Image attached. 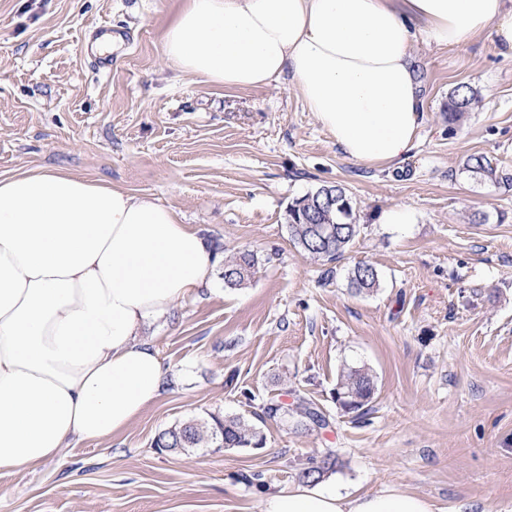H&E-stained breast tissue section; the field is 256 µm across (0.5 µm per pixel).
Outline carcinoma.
Segmentation results:
<instances>
[{"label": "carcinoma", "mask_w": 512, "mask_h": 512, "mask_svg": "<svg viewBox=\"0 0 512 512\" xmlns=\"http://www.w3.org/2000/svg\"><path fill=\"white\" fill-rule=\"evenodd\" d=\"M477 101L475 91L468 85L459 84L448 97V127L458 124ZM464 169L471 176L497 182L512 180L499 174L497 167L484 155H470ZM359 233V225L353 213L351 199L340 185H321L314 191L292 201L288 206V234L290 241L305 255L332 263L342 257ZM261 259L250 250H239L224 257L222 277L224 286L242 288L257 273ZM349 285L355 292L370 293L379 285L376 269L366 263L354 265L349 273ZM375 393L373 375L364 367L345 368L336 384L334 400L355 418L362 419L369 412ZM295 413L304 426L325 428L326 415L304 400L299 401ZM290 415L288 404L271 399L261 406L258 418L286 419ZM265 437L259 427L242 416H226L209 413L205 417L176 423L161 431L153 445L160 451H187L191 448H261ZM335 459L326 456L302 469L298 477L302 481H319L335 466Z\"/></svg>", "instance_id": "cac0c4a2"}]
</instances>
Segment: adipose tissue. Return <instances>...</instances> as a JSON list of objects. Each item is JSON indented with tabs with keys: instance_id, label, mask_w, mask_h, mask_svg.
<instances>
[{
	"instance_id": "adipose-tissue-1",
	"label": "adipose tissue",
	"mask_w": 512,
	"mask_h": 512,
	"mask_svg": "<svg viewBox=\"0 0 512 512\" xmlns=\"http://www.w3.org/2000/svg\"><path fill=\"white\" fill-rule=\"evenodd\" d=\"M494 30L512 53V0H183L166 59L244 89L290 75L351 159L393 164L423 120L417 40L454 48ZM220 253L148 196L54 170L0 179V472L126 429L166 371L144 327L208 287ZM264 512H433L393 489L269 494Z\"/></svg>"
}]
</instances>
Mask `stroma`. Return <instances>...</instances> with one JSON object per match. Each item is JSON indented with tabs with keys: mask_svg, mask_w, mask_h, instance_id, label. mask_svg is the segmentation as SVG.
Returning a JSON list of instances; mask_svg holds the SVG:
<instances>
[{
	"mask_svg": "<svg viewBox=\"0 0 512 512\" xmlns=\"http://www.w3.org/2000/svg\"><path fill=\"white\" fill-rule=\"evenodd\" d=\"M181 0H0V178L50 168L172 207L223 252L272 255L245 287L222 278L145 335L172 380L125 430L0 472V512H262L310 460L341 492L399 489L436 512H512V187L473 178L483 154L512 177V57L494 31L451 49L416 41L424 122L394 164L347 158L289 76L227 89L163 53ZM478 95L456 128L459 84ZM345 188L360 233L325 267L288 235V206ZM408 209L407 224L380 215ZM373 265L374 293L347 272ZM376 383L363 422L336 404L344 365ZM302 399L325 429L265 419L261 448L160 452L171 425ZM259 475L262 484L247 483Z\"/></svg>",
	"mask_w": 512,
	"mask_h": 512,
	"instance_id": "stroma-1",
	"label": "stroma"
}]
</instances>
